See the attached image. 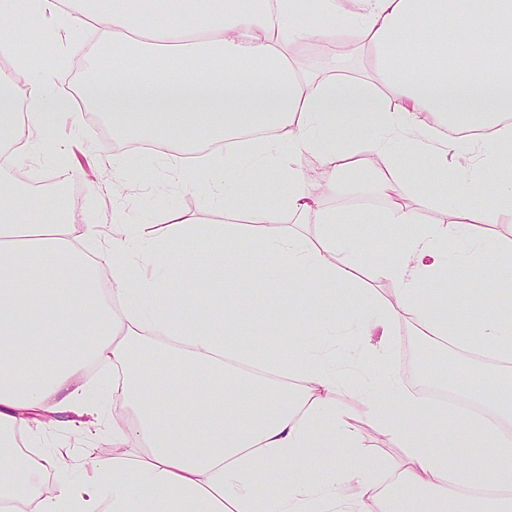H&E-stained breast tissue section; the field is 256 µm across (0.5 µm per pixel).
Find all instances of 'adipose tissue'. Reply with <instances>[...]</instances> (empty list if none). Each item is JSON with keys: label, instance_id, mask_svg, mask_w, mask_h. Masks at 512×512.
Listing matches in <instances>:
<instances>
[{"label": "adipose tissue", "instance_id": "ef3b65f1", "mask_svg": "<svg viewBox=\"0 0 512 512\" xmlns=\"http://www.w3.org/2000/svg\"><path fill=\"white\" fill-rule=\"evenodd\" d=\"M0 0V157L19 163L44 150L60 118L72 127L84 114L53 88V69L40 65L26 38L55 19L65 30L57 59L68 63V30L94 29L111 46L112 64L86 54L85 100L108 115L113 135L151 140L177 152L222 142L207 170L226 181L208 185L225 213L246 212L254 247L269 256L256 290L239 297L259 305V290L288 289L304 312L291 362L225 337L235 315L224 291L197 282L189 297L171 288L169 260L188 238L223 242L199 264L237 271L244 260L232 244L233 226L199 225L173 214L163 236L146 232L117 208L109 237L86 251L74 216L21 224L15 205L26 190L0 175V502L35 504L37 512H371L381 499L378 477L395 475V512H512V381L492 392L464 390L472 413L429 405L385 371L384 397L351 386L340 338L354 327L361 341L380 335L372 354L384 356L399 322L417 326L432 342L476 358L512 361V320L497 313L499 289H485L478 335L448 325L438 305L462 278L495 262L512 284V245L483 238L474 224L512 216V0ZM335 37L361 38L373 55L366 82H345L299 69L291 48L313 31L308 16ZM465 31L449 41L448 28ZM354 131L342 140L340 128ZM192 140H185V131ZM478 131L469 166L449 171L443 155L453 131ZM318 158L328 171L320 193L346 188L345 171L375 156L369 195L384 198L374 216L401 236L395 261L375 267L395 282L398 304L376 299L338 307L337 294L356 289L362 258L336 232L345 215L321 208L300 160ZM416 164L484 192V209L446 202L447 224L423 223L417 211L389 199L395 181ZM275 177L273 197L242 200L231 177ZM314 220L315 236L292 231ZM63 324L72 331L64 350L39 347L35 337ZM157 343L206 372L175 405L152 392L160 362L144 357ZM112 367L109 426L112 459H95L79 484L46 485L56 459L17 457L15 435L30 424L57 429L91 414L83 379L90 366ZM360 405L350 410L346 397ZM362 412L399 447L395 464L369 455L350 422ZM141 448L139 458L126 449Z\"/></svg>", "mask_w": 512, "mask_h": 512}]
</instances>
